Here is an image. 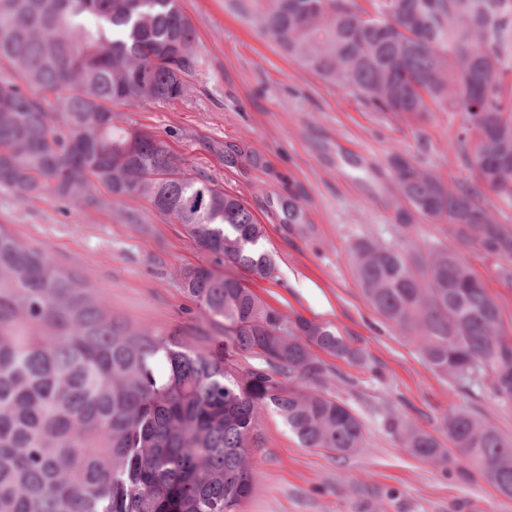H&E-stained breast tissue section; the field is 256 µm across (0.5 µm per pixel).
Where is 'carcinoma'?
Wrapping results in <instances>:
<instances>
[{"label":"carcinoma","instance_id":"carcinoma-1","mask_svg":"<svg viewBox=\"0 0 512 512\" xmlns=\"http://www.w3.org/2000/svg\"><path fill=\"white\" fill-rule=\"evenodd\" d=\"M267 0L260 31L290 57L382 112L460 110L451 148L475 172L451 186L409 156L391 159L418 218L512 262V230L485 198L512 201V0ZM194 29L179 0H0V189L100 204L96 191L145 199L194 240L259 279L275 264L239 198L184 173L169 146L115 123L112 106L172 102L193 70ZM55 96L49 102L47 93ZM367 301L428 367L467 389L490 383L512 404V334L480 278L447 245L350 246ZM184 292L224 320V350L132 327L79 272L0 224V512H238L253 489L250 438L277 414L305 448L364 451L359 417L318 386L312 348L360 362L335 328L292 321L233 274L181 272ZM264 363L241 369L227 350ZM415 458L481 472L512 498V439L451 410L450 447L399 416L385 421Z\"/></svg>","mask_w":512,"mask_h":512}]
</instances>
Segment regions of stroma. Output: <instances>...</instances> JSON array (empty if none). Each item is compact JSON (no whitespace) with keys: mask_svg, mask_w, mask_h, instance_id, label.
Segmentation results:
<instances>
[{"mask_svg":"<svg viewBox=\"0 0 512 512\" xmlns=\"http://www.w3.org/2000/svg\"><path fill=\"white\" fill-rule=\"evenodd\" d=\"M265 0H180L195 30L197 64L182 99L117 108L115 122L153 132L203 176L240 198L265 230L275 261L270 279L248 286L288 317L336 327L365 359L350 363L325 351L321 386L349 405L367 436L366 450L339 459L305 448L273 412L264 413L250 448L254 486L239 512H458L474 499L480 512H512L474 469L422 462L388 432L397 414L434 434L450 409L488 415L512 438V407L490 388L452 392L410 340L386 324L358 287L349 246L360 238L405 248L455 244L512 323V282L502 259L478 246L454 243L447 225L397 221L402 208L389 159L411 154L444 181H472L463 155L449 151L464 116L432 113L427 120L381 112L326 82L289 57L258 27ZM301 218L289 223L288 207ZM139 221L127 223L124 204L103 196L94 209L65 208L49 197L21 201L0 189V224L40 245L61 266L79 270L129 325L180 331L197 348L224 342L223 319L182 290L180 271L214 266V258L170 216L135 201Z\"/></svg>","mask_w":512,"mask_h":512,"instance_id":"35a3bbf8","label":"stroma"}]
</instances>
